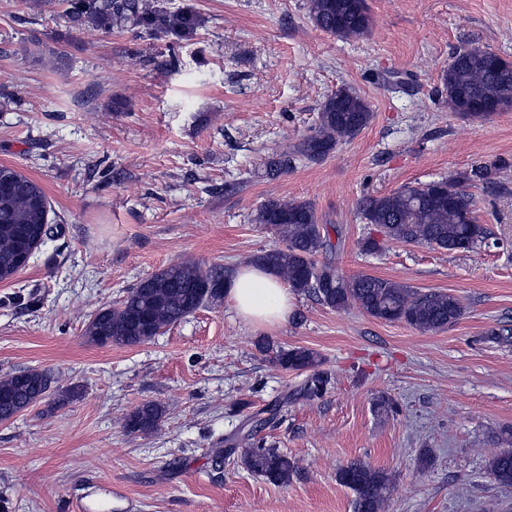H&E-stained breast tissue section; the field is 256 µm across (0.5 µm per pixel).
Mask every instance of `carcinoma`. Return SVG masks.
<instances>
[{
	"instance_id": "carcinoma-1",
	"label": "carcinoma",
	"mask_w": 512,
	"mask_h": 512,
	"mask_svg": "<svg viewBox=\"0 0 512 512\" xmlns=\"http://www.w3.org/2000/svg\"><path fill=\"white\" fill-rule=\"evenodd\" d=\"M308 15L315 27L342 39L365 34L372 17L366 0H308ZM70 20L108 25L136 26L144 20L142 0H74ZM448 111L470 115L476 101H491L512 108V63L498 54L468 46L453 53L443 73ZM372 113L368 104L348 88H339L322 102L317 126L293 149L266 164L267 176L288 172L296 158L324 159L336 146L367 127ZM492 170L474 167L455 176L405 185L358 203L364 223L374 233L361 248L376 254L389 243L426 244L446 251L475 252L486 243L490 229L480 223L476 197L464 187L486 183ZM50 203L43 189L12 167L0 166V281L26 268L35 249L50 236ZM257 224L274 231L280 244L263 251L255 262L282 278L297 293L314 296L332 309L356 307L386 322H404L421 332H436L458 321L464 313L461 299L449 292L417 291L408 285L375 276L345 277L331 261L316 256L334 248L326 225L313 203L272 199L257 208ZM224 296V272L202 269L194 263H177L142 280L115 306L100 309L88 323L85 335L95 342L107 337L112 344L134 346L151 340L195 312L205 303ZM283 369L307 371L303 396L321 397L331 378L319 370L320 355L312 350H281L275 357ZM50 395V379L39 370H25L0 378V421L12 419ZM158 402L138 405L124 419L129 433H154L164 418ZM247 471L272 482L286 484L296 472L287 455L260 443L242 449ZM492 478L512 486V448L489 460ZM337 481L355 494V512H384L390 497V475L369 463L355 460L339 468Z\"/></svg>"
}]
</instances>
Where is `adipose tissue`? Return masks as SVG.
Here are the masks:
<instances>
[{
    "instance_id": "1",
    "label": "adipose tissue",
    "mask_w": 512,
    "mask_h": 512,
    "mask_svg": "<svg viewBox=\"0 0 512 512\" xmlns=\"http://www.w3.org/2000/svg\"><path fill=\"white\" fill-rule=\"evenodd\" d=\"M226 302L241 321L256 328L281 326L292 311L287 283L252 264L237 269L228 285Z\"/></svg>"
}]
</instances>
